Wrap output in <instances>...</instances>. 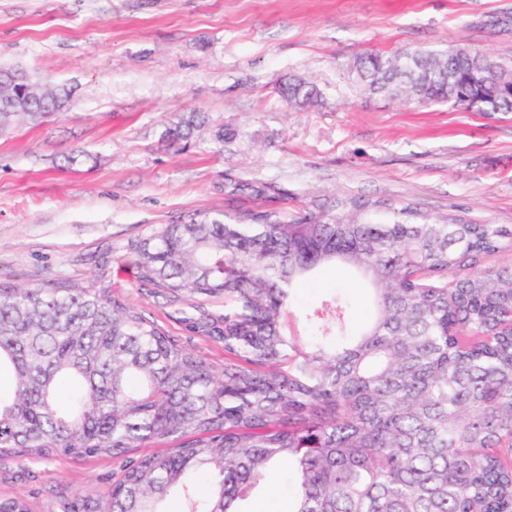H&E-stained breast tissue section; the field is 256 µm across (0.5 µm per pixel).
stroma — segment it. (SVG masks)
Masks as SVG:
<instances>
[{
    "mask_svg": "<svg viewBox=\"0 0 512 512\" xmlns=\"http://www.w3.org/2000/svg\"><path fill=\"white\" fill-rule=\"evenodd\" d=\"M457 46L512 67V0H0V68L73 91L62 117L0 136V281L79 282L109 255L116 294L220 367L222 343L182 322L189 301L140 286L118 248L179 214L253 206L228 181L273 186L269 205L291 211L361 198L379 203V222L411 207L512 225V112L406 105L368 94L351 69L367 53ZM291 78L315 82L318 103L288 105ZM193 111L208 131L166 146L165 125ZM75 149L89 161L61 168ZM334 292L351 299L348 324L359 326L368 294L336 272L297 290L292 328ZM119 468L110 458L0 459V499L49 512L85 490L108 492ZM293 494L282 463L258 502L286 512Z\"/></svg>",
    "mask_w": 512,
    "mask_h": 512,
    "instance_id": "1",
    "label": "stroma"
}]
</instances>
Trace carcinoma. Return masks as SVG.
Masks as SVG:
<instances>
[{"label":"carcinoma","instance_id":"cac0c4a2","mask_svg":"<svg viewBox=\"0 0 512 512\" xmlns=\"http://www.w3.org/2000/svg\"><path fill=\"white\" fill-rule=\"evenodd\" d=\"M358 58L373 94L409 105L512 112L500 85L512 70L466 48ZM17 77L0 88V134L40 123L72 90ZM290 104L320 96L302 79ZM205 127L198 112L165 127L178 146ZM373 206L293 214L258 206L174 217L121 246L120 260L158 295L196 302L189 331L224 343V367L112 294L111 259L84 282L0 281V457L123 460L100 495L58 512H258L271 467L297 478L290 512H512V265L476 268L512 251V228L431 221ZM356 270L374 292L366 328L344 337L333 296L309 315L308 338L288 329L295 291L329 266ZM220 302L224 310L209 311ZM158 452L130 457L136 448Z\"/></svg>","mask_w":512,"mask_h":512}]
</instances>
